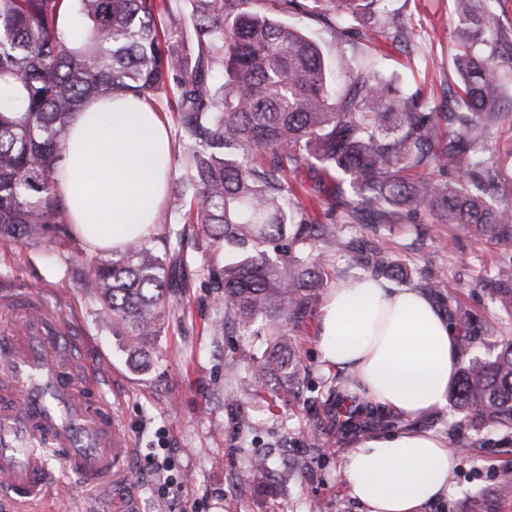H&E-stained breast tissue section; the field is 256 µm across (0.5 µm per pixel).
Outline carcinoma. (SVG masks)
Returning <instances> with one entry per match:
<instances>
[{
    "mask_svg": "<svg viewBox=\"0 0 512 512\" xmlns=\"http://www.w3.org/2000/svg\"><path fill=\"white\" fill-rule=\"evenodd\" d=\"M0 0V248L21 240L63 241L70 279L129 331L128 350L160 335L166 310L178 306L184 230L164 208L161 252L148 240L112 257H91L71 231L70 203L57 191L69 120L90 100L129 94L152 105L165 99L189 156L180 218L224 243L228 258L214 281L229 323L269 336L255 383L304 386L291 332L303 324L336 257L351 254L375 276L404 281L407 270L382 248L354 250L336 224L306 217L289 178L315 173L337 184L344 224H399L423 210L512 242V207L500 172L484 157L486 130L502 121L512 48H503L486 0H456L460 29L457 90L446 112L427 110L384 81L364 56L370 34L409 43L413 31L392 15L390 0H310L306 14L338 37L336 80L324 47L302 28L276 19L295 0ZM196 43L184 46L188 27ZM457 173L455 181L443 178ZM350 192H345L343 184ZM471 421L512 426V343L464 365L450 391ZM339 426H367L373 412L355 396L331 392Z\"/></svg>",
    "mask_w": 512,
    "mask_h": 512,
    "instance_id": "1",
    "label": "carcinoma"
}]
</instances>
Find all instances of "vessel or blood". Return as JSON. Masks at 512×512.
Here are the masks:
<instances>
[{"label": "vessel or blood", "mask_w": 512, "mask_h": 512, "mask_svg": "<svg viewBox=\"0 0 512 512\" xmlns=\"http://www.w3.org/2000/svg\"><path fill=\"white\" fill-rule=\"evenodd\" d=\"M0 496L27 506L62 498L51 461L73 474L77 489L121 482L130 442L102 396L101 375L72 351L65 314L42 296L0 290Z\"/></svg>", "instance_id": "1"}]
</instances>
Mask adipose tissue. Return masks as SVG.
Returning a JSON list of instances; mask_svg holds the SVG:
<instances>
[{
    "label": "adipose tissue",
    "mask_w": 512,
    "mask_h": 512,
    "mask_svg": "<svg viewBox=\"0 0 512 512\" xmlns=\"http://www.w3.org/2000/svg\"><path fill=\"white\" fill-rule=\"evenodd\" d=\"M169 162L164 120L147 103L113 94L72 115L56 181L89 251L121 250L153 233ZM317 336L322 362L344 370L380 411L413 420L447 405L462 361L459 331L426 292L372 276L337 283ZM457 466L443 438L415 430L360 439L341 474L365 512H422L447 495Z\"/></svg>",
    "instance_id": "obj_1"
}]
</instances>
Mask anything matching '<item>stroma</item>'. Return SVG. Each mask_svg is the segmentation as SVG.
I'll use <instances>...</instances> for the list:
<instances>
[{
    "label": "stroma",
    "instance_id": "35a3bbf8",
    "mask_svg": "<svg viewBox=\"0 0 512 512\" xmlns=\"http://www.w3.org/2000/svg\"><path fill=\"white\" fill-rule=\"evenodd\" d=\"M391 7L410 23L413 37L406 45L377 38L372 53L381 75L417 95L426 108L445 109L444 92L458 83L453 0H391ZM502 109L508 117L489 128L486 156L512 180V92ZM341 231L365 252L385 244L407 267L411 287L432 278L429 294L453 321L489 326L488 335L474 337L471 353L512 342V299L495 292L501 273L512 270V244L448 228L423 212L400 224H345ZM183 248L191 286L181 306L166 313L161 336L148 342L141 371L125 349L124 330L101 319L98 303L70 280L53 250L23 242L0 249V287L40 292L67 315L78 330L77 355L103 367L108 399L130 441L126 485L85 491L81 512H361L347 492L340 463L359 436L392 431V424L359 433L331 424L320 447H306L315 403L344 378L343 371L320 360L313 314L292 337L309 373L303 398L293 399L282 387L239 396L238 387L268 355L267 339L231 327L220 335L212 332L224 311L208 270L221 268L224 247L200 236ZM418 425L448 442L461 437L472 444L459 458L447 497L423 512H512V496L493 493L502 472L512 469V429L471 426L451 405ZM164 457L176 479L169 487L147 475L149 461ZM259 461L271 470L262 486L249 477Z\"/></svg>",
    "mask_w": 512,
    "mask_h": 512
}]
</instances>
